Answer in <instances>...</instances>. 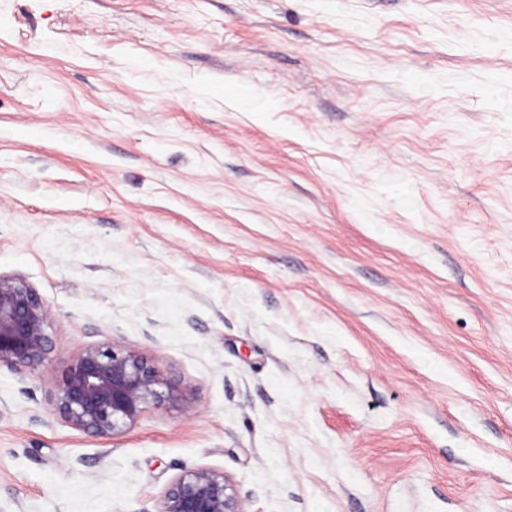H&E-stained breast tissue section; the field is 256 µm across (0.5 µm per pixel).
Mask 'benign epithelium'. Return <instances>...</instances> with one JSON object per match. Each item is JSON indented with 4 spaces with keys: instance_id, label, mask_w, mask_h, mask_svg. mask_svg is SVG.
Listing matches in <instances>:
<instances>
[{
    "instance_id": "1",
    "label": "benign epithelium",
    "mask_w": 512,
    "mask_h": 512,
    "mask_svg": "<svg viewBox=\"0 0 512 512\" xmlns=\"http://www.w3.org/2000/svg\"><path fill=\"white\" fill-rule=\"evenodd\" d=\"M47 302L23 279L0 275V367L35 370L52 352ZM174 400L159 370L135 349L91 345L62 372L50 405L70 426L111 437L149 407ZM156 512H247L224 473L195 468L173 480Z\"/></svg>"
}]
</instances>
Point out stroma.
<instances>
[{
  "mask_svg": "<svg viewBox=\"0 0 512 512\" xmlns=\"http://www.w3.org/2000/svg\"><path fill=\"white\" fill-rule=\"evenodd\" d=\"M0 274V512H512V0H0ZM104 342L176 395L111 438ZM49 306L23 279L0 275V367L35 370L52 352ZM173 400L172 387L142 353L102 343L85 348L67 365L50 405L70 426L113 437L149 407ZM156 512H248L224 473L195 468L173 480Z\"/></svg>",
  "mask_w": 512,
  "mask_h": 512,
  "instance_id": "35a3bbf8",
  "label": "stroma"
}]
</instances>
